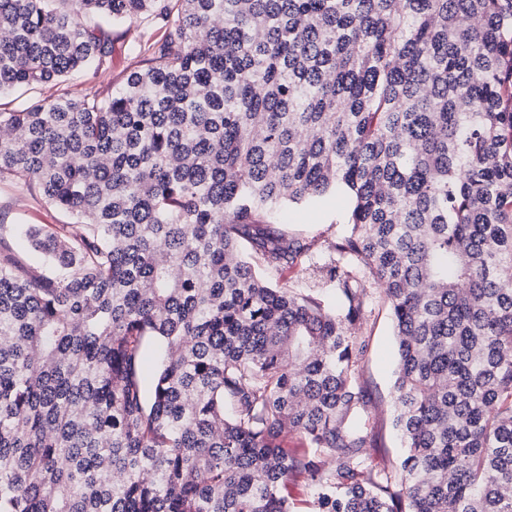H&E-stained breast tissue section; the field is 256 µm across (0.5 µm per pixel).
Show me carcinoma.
<instances>
[{
	"label": "carcinoma",
	"instance_id": "obj_1",
	"mask_svg": "<svg viewBox=\"0 0 512 512\" xmlns=\"http://www.w3.org/2000/svg\"><path fill=\"white\" fill-rule=\"evenodd\" d=\"M109 20L157 31L119 91L0 111V183L74 219L0 224V512H512V0H0V95L112 64ZM337 189L327 244L263 218ZM365 327L366 350L360 363V380L370 399L373 416L366 420L374 435L370 455L388 470L399 468L403 443L393 425V384L396 368L394 326L382 295L371 291Z\"/></svg>",
	"mask_w": 512,
	"mask_h": 512
}]
</instances>
